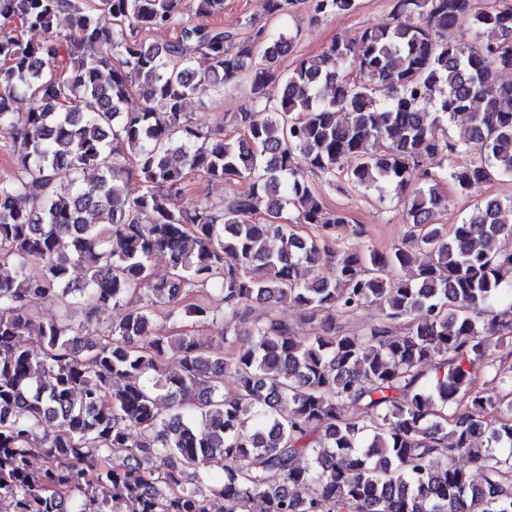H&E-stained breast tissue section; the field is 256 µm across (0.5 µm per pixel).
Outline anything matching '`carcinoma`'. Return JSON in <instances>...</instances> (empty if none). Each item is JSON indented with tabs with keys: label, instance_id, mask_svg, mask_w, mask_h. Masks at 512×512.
I'll list each match as a JSON object with an SVG mask.
<instances>
[{
	"label": "carcinoma",
	"instance_id": "1",
	"mask_svg": "<svg viewBox=\"0 0 512 512\" xmlns=\"http://www.w3.org/2000/svg\"><path fill=\"white\" fill-rule=\"evenodd\" d=\"M194 2L201 19L224 13V0ZM311 3L318 16L358 8ZM171 27L162 48L141 38ZM247 27L187 22L181 0H0V132L14 155L0 175V512H248L256 500L263 512H512V404L474 390L493 336L512 333V197L436 222L440 179L469 197L512 177V84L495 79L512 70V3L392 0L390 22L286 75L292 36ZM457 27L461 40L441 39ZM31 30L44 40H24ZM240 75L260 108L235 116L242 133L193 127L186 100ZM134 88L144 105L127 112ZM194 172L249 190L220 213L182 206ZM309 173L404 198L405 242L333 248L349 218ZM325 256L327 274L302 280ZM72 265L86 270L79 288ZM207 287L224 307L195 301ZM36 297L89 319L132 308L82 334L38 319ZM258 302L302 309L314 334L251 320ZM161 305L216 327L232 357L154 327ZM368 307L378 322L344 333L339 320Z\"/></svg>",
	"mask_w": 512,
	"mask_h": 512
}]
</instances>
